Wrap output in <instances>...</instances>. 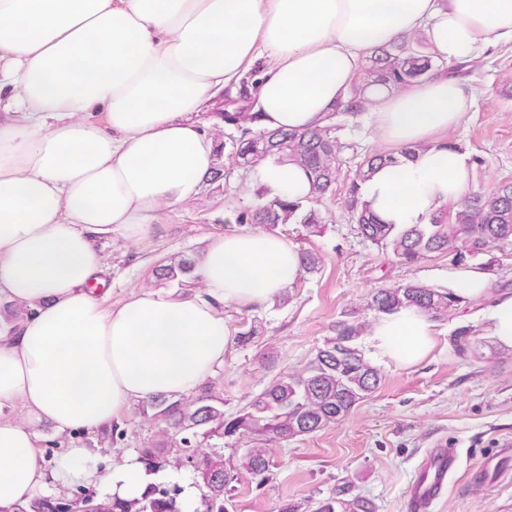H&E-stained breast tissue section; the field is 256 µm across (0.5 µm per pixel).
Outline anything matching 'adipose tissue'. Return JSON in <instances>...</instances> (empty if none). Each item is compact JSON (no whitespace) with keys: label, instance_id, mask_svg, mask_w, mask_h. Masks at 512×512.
I'll use <instances>...</instances> for the list:
<instances>
[{"label":"adipose tissue","instance_id":"1","mask_svg":"<svg viewBox=\"0 0 512 512\" xmlns=\"http://www.w3.org/2000/svg\"><path fill=\"white\" fill-rule=\"evenodd\" d=\"M417 32L437 57L472 61L512 41V0H0V296L29 308L0 333V409L29 416L0 419V506L52 484L143 493L157 477L132 455L104 474L70 447L45 468L36 425L97 431L135 403L191 395L224 362L223 306H268L300 278L294 243L241 231L196 257L201 294L142 289L112 308L93 293L101 237H139L199 197L214 148L198 112L253 70L261 128L324 125L360 58ZM370 99L377 137L403 151L361 182L371 212L403 229L461 203L472 165L447 140L472 103L461 83L438 75ZM248 178L273 197L310 193L292 162ZM448 290L482 302L489 335L512 349V293L472 266L449 270ZM433 345L430 317L402 308L374 319L367 354L406 367Z\"/></svg>","mask_w":512,"mask_h":512}]
</instances>
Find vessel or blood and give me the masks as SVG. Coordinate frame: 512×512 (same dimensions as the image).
Returning a JSON list of instances; mask_svg holds the SVG:
<instances>
[{"label": "vessel or blood", "mask_w": 512, "mask_h": 512, "mask_svg": "<svg viewBox=\"0 0 512 512\" xmlns=\"http://www.w3.org/2000/svg\"><path fill=\"white\" fill-rule=\"evenodd\" d=\"M460 468L457 449L438 445L430 449L418 465L415 475L407 488L406 507L408 512H430L432 505L446 492L449 481ZM512 461L499 455L482 461L472 468L467 479L474 488L483 487L489 480L507 474Z\"/></svg>", "instance_id": "1"}]
</instances>
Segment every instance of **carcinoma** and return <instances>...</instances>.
I'll return each instance as SVG.
<instances>
[{
	"label": "carcinoma",
	"instance_id": "obj_1",
	"mask_svg": "<svg viewBox=\"0 0 512 512\" xmlns=\"http://www.w3.org/2000/svg\"><path fill=\"white\" fill-rule=\"evenodd\" d=\"M463 67L462 63L449 66L436 60L424 51L420 37H405L365 60L362 70L367 82L352 85L346 100L330 117H353L364 111L369 105L366 89L370 86L402 88L423 83L444 71L458 73ZM257 120L258 113L248 108L236 107L224 113V123L240 131V137L231 142L232 154L240 165L252 167L271 156L285 158L309 173V198L317 199L332 190L340 167L341 143L336 132L341 125L268 131L253 128L252 123ZM377 163L393 164L394 156L377 153L362 161L351 183L348 205L361 236L390 250L395 261L411 264L433 253L462 259L488 253L499 244L512 241V185L488 194H474L452 212L443 208L427 224L398 230L393 224L379 223L361 202L359 192V182ZM236 222L257 224L268 231L284 224H299L309 235L322 230V218L305 202L279 197L239 212ZM194 268L195 263L189 259L173 261L159 266L155 278L166 285L190 288L197 281ZM462 302L450 292L408 283L376 289L368 307L378 314L415 307L433 318ZM360 334L359 324L336 322L334 335L325 339L302 371L274 379L234 417L225 416L224 398L207 388L191 397H158L142 403L143 411H152L151 419L160 425L163 441L152 448L139 449L138 460L146 470L157 472L163 448L178 445L186 449L177 464L186 463L192 468L194 484L201 492L197 504L171 495L165 483H154L133 499L117 494L104 499L81 494L74 500L39 495L25 505L0 508V512H225L224 496L230 491L234 475L224 469L221 458L195 450L194 440L236 436L251 439L253 446L245 449V469L265 480L270 445L313 433L344 417L377 388L379 374L356 345ZM312 512H373V506L343 487L317 500Z\"/></svg>",
	"mask_w": 512,
	"mask_h": 512
}]
</instances>
